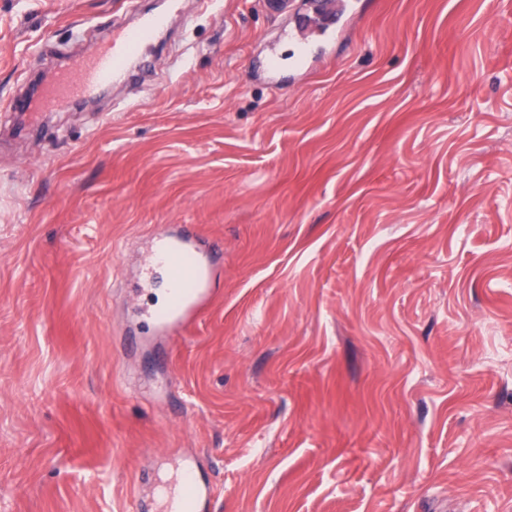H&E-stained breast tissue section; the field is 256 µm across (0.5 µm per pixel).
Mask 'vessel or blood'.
<instances>
[{"instance_id":"1","label":"vessel or blood","mask_w":512,"mask_h":512,"mask_svg":"<svg viewBox=\"0 0 512 512\" xmlns=\"http://www.w3.org/2000/svg\"><path fill=\"white\" fill-rule=\"evenodd\" d=\"M166 23V11L139 13L132 26L113 28L95 55L60 71L36 103L13 100L6 104V111L74 106L94 98L101 87L125 82L131 75V62L151 45ZM151 240L146 274L151 277L164 272L163 285L170 304L168 309L149 312L148 317L158 332L169 334L194 321L212 303L216 294L213 273L223 258L224 246L222 241L200 237L186 226L177 232H153ZM213 497L209 477L193 464L181 474L177 506L167 507L164 512H209Z\"/></svg>"}]
</instances>
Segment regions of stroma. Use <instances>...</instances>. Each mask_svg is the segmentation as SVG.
Wrapping results in <instances>:
<instances>
[{"label":"stroma","instance_id":"obj_1","mask_svg":"<svg viewBox=\"0 0 512 512\" xmlns=\"http://www.w3.org/2000/svg\"><path fill=\"white\" fill-rule=\"evenodd\" d=\"M154 0H0V101ZM284 17L182 0L151 76L0 112V512H135L184 456L213 512H512V0H357L310 69ZM159 224L224 243L175 342Z\"/></svg>","mask_w":512,"mask_h":512}]
</instances>
